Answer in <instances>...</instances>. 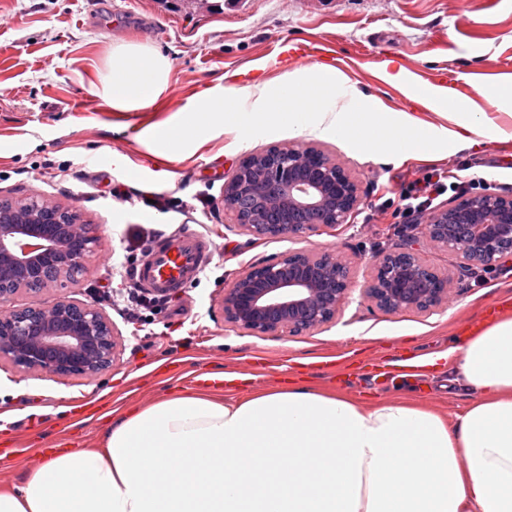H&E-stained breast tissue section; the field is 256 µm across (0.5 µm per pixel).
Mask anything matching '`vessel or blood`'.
Masks as SVG:
<instances>
[{
  "instance_id": "b4317fda",
  "label": "vessel or blood",
  "mask_w": 512,
  "mask_h": 512,
  "mask_svg": "<svg viewBox=\"0 0 512 512\" xmlns=\"http://www.w3.org/2000/svg\"><path fill=\"white\" fill-rule=\"evenodd\" d=\"M213 251V242L195 232L162 238L148 258L140 263L137 281L153 293L169 295L185 288L202 273L211 261ZM364 374L375 383L385 384L419 378L420 367L408 358L374 359L369 361ZM188 379L200 388L232 392L246 391L252 384L251 378L243 372L231 369L217 373L201 366L194 368Z\"/></svg>"
}]
</instances>
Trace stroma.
<instances>
[{"label": "stroma", "instance_id": "35a3bbf8", "mask_svg": "<svg viewBox=\"0 0 512 512\" xmlns=\"http://www.w3.org/2000/svg\"><path fill=\"white\" fill-rule=\"evenodd\" d=\"M114 26L125 29L127 40L160 47L171 61L168 89L145 111H113L93 92ZM310 42L323 49L322 58L291 55L292 47ZM319 62L339 75L341 101L380 100L444 137L455 127L448 113L407 94L416 87L447 97L437 83L453 76L457 96L486 106L493 85L512 80V0H224L219 10L186 4L175 10L163 0H0V190L76 208L98 247L66 294L85 301L111 289L114 300L103 308L119 334L111 367L91 378L22 371L0 358V442L17 451L0 461L1 491L21 485L33 469L23 450L40 435L54 442L66 432L77 447L97 448L105 427L129 408L192 391L187 379L173 377L175 363L243 369L253 374L256 391L297 380L362 402L406 399L444 414L466 405L468 392L444 375L395 389L359 386L355 367L326 371L321 357L434 358L512 292V260L489 272L480 266L463 272L454 252L425 247V262L453 277L448 303L390 313L361 295L373 255L400 242L388 234L392 214L377 206L398 200L405 183L437 167L464 183L483 178L485 190L512 195V111L489 112L502 136L452 153L373 156L331 134L299 137L290 130L245 141L224 126L170 160L146 136L149 127L178 121L230 87L264 81L274 88L286 72ZM390 67L402 68L406 83L389 82ZM274 145L317 147L350 174L363 203L348 225L254 243L233 224L224 211L225 181L245 155ZM117 153L126 165L114 163ZM114 187L121 197L111 196ZM158 195L165 209L154 207ZM184 231L216 245L205 275L172 297L167 312L129 319L119 303L129 288L121 263L142 242ZM303 250L334 252L352 264L354 289L330 323L257 336L225 321L226 280ZM34 417L42 430L24 431Z\"/></svg>", "mask_w": 512, "mask_h": 512}]
</instances>
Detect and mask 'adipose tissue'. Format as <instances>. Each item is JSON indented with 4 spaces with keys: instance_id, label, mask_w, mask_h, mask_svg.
Instances as JSON below:
<instances>
[{
    "instance_id": "1",
    "label": "adipose tissue",
    "mask_w": 512,
    "mask_h": 512,
    "mask_svg": "<svg viewBox=\"0 0 512 512\" xmlns=\"http://www.w3.org/2000/svg\"><path fill=\"white\" fill-rule=\"evenodd\" d=\"M170 70L150 43L117 42L96 93L135 112ZM436 106L457 117L453 147L498 133L463 99ZM447 358L469 394L453 416L303 384L164 396L113 421L101 449L45 456L0 491V512H512V314L454 338Z\"/></svg>"
}]
</instances>
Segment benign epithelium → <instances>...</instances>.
<instances>
[{"mask_svg": "<svg viewBox=\"0 0 512 512\" xmlns=\"http://www.w3.org/2000/svg\"><path fill=\"white\" fill-rule=\"evenodd\" d=\"M243 158L224 183V198L248 195L259 209L280 214L261 224L224 205L251 240L301 237L335 228L361 204L356 183L322 150L273 147ZM429 247L455 252L465 267L490 266L512 253V196L464 195L421 226ZM97 239L77 210L41 196L0 194V357L22 370L58 377H93L109 368L117 341L112 321L94 302L67 296L9 306L16 293L38 295L80 281ZM409 241L373 256L364 296L378 308L425 311L448 301L451 279L430 268ZM443 281L435 288L426 278ZM352 289L349 264L328 252L303 251L252 265L225 284L224 318L254 335L300 333L330 322Z\"/></svg>", "mask_w": 512, "mask_h": 512, "instance_id": "1", "label": "benign epithelium"}]
</instances>
